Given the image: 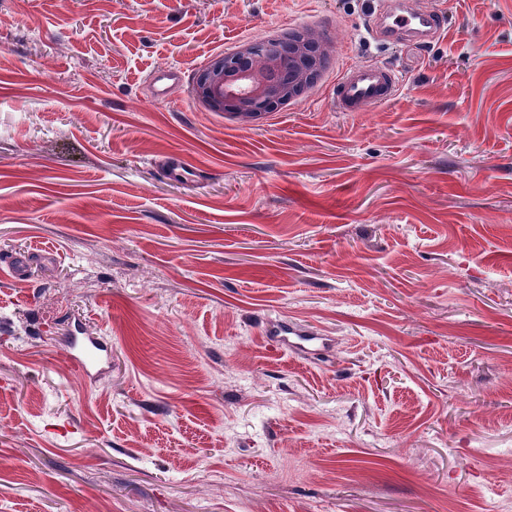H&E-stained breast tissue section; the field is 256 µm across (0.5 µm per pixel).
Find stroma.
Instances as JSON below:
<instances>
[{
  "label": "stroma",
  "mask_w": 512,
  "mask_h": 512,
  "mask_svg": "<svg viewBox=\"0 0 512 512\" xmlns=\"http://www.w3.org/2000/svg\"><path fill=\"white\" fill-rule=\"evenodd\" d=\"M409 5L445 33L377 39L375 0H0V512H512V0ZM297 30L333 46L301 99L198 103ZM370 64L398 96L341 111ZM76 332L112 345L87 377ZM401 81L392 71L376 66H350L336 80L334 101L344 112H357L363 102L382 104L399 92Z\"/></svg>",
  "instance_id": "1"
}]
</instances>
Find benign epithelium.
Returning <instances> with one entry per match:
<instances>
[{
  "mask_svg": "<svg viewBox=\"0 0 512 512\" xmlns=\"http://www.w3.org/2000/svg\"><path fill=\"white\" fill-rule=\"evenodd\" d=\"M268 47L253 42L231 57L213 60L199 75L194 90L211 112L252 119L266 105L281 106L302 98L315 84L332 53L330 43L308 32L270 37Z\"/></svg>",
  "mask_w": 512,
  "mask_h": 512,
  "instance_id": "benign-epithelium-1",
  "label": "benign epithelium"
}]
</instances>
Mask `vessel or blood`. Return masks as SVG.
<instances>
[{"instance_id":"1","label":"vessel or blood","mask_w":512,"mask_h":512,"mask_svg":"<svg viewBox=\"0 0 512 512\" xmlns=\"http://www.w3.org/2000/svg\"><path fill=\"white\" fill-rule=\"evenodd\" d=\"M371 32L403 31L418 37L433 38L444 31L441 13H418L405 8H395L378 13ZM401 81L392 71L376 66H350L343 70L336 81L334 100L342 111H358L361 103L382 104L391 101L399 92ZM109 352L108 342L101 337H72L64 355L65 360L81 375H89Z\"/></svg>"}]
</instances>
